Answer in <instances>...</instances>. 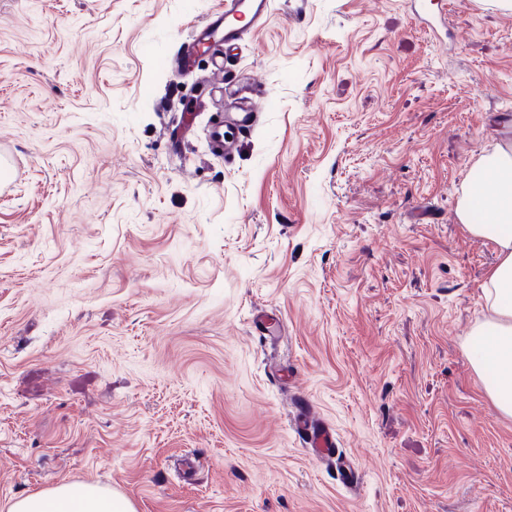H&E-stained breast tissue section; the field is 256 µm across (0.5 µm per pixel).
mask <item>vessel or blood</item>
<instances>
[{"label": "vessel or blood", "instance_id": "vessel-or-blood-1", "mask_svg": "<svg viewBox=\"0 0 512 512\" xmlns=\"http://www.w3.org/2000/svg\"><path fill=\"white\" fill-rule=\"evenodd\" d=\"M271 0H224L223 12L207 26L196 32V45L207 48L222 47L224 54L238 50L247 35L256 31L266 21L270 11ZM257 121V114L251 102L243 101L236 111L225 114L221 123L212 129V148L216 153L231 155L237 148V141L226 138L225 125L235 126L238 133L250 132ZM306 445L317 456L332 458L336 455V436L327 427L314 426L306 420H299Z\"/></svg>", "mask_w": 512, "mask_h": 512}]
</instances>
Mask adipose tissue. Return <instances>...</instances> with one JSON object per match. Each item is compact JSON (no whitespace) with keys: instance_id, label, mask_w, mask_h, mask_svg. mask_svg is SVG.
I'll return each instance as SVG.
<instances>
[{"instance_id":"ef3b65f1","label":"adipose tissue","mask_w":512,"mask_h":512,"mask_svg":"<svg viewBox=\"0 0 512 512\" xmlns=\"http://www.w3.org/2000/svg\"><path fill=\"white\" fill-rule=\"evenodd\" d=\"M472 236L493 241L498 260L488 271L484 298L491 313L477 326L481 343L468 352L477 372L492 371L486 392L498 410L512 416V140L479 159L469 170L455 213ZM9 512H134L119 494L92 484L63 483L11 503Z\"/></svg>"}]
</instances>
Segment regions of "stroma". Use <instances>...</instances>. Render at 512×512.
I'll use <instances>...</instances> for the list:
<instances>
[{
	"instance_id": "stroma-1",
	"label": "stroma",
	"mask_w": 512,
	"mask_h": 512,
	"mask_svg": "<svg viewBox=\"0 0 512 512\" xmlns=\"http://www.w3.org/2000/svg\"><path fill=\"white\" fill-rule=\"evenodd\" d=\"M223 2L0 0V512L64 482L135 512H512V416L467 356L497 248L455 216L512 137V13L272 0L223 79L176 67ZM236 110L239 112L225 113L224 121L213 125L211 144L216 153L228 156L237 149V139L235 137L226 139L225 137L224 126L226 124L235 126L239 134L250 132L256 124L257 112H253L251 102L241 101L236 106ZM296 425L302 429L307 447L312 448L318 457H335L336 436L329 427L314 426L305 419L299 420Z\"/></svg>"
}]
</instances>
